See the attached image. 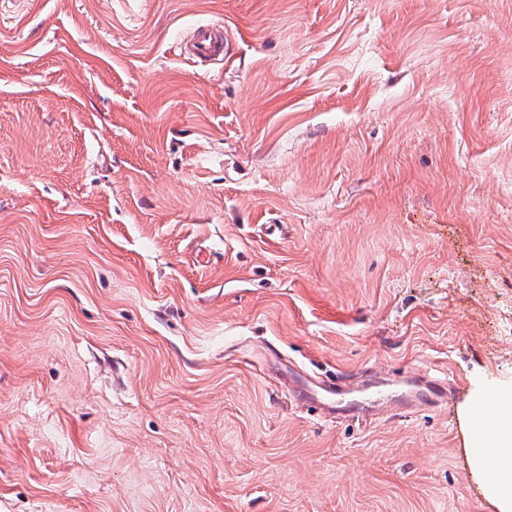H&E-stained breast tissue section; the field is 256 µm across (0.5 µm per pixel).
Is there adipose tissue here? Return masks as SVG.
Returning <instances> with one entry per match:
<instances>
[{"label":"adipose tissue","instance_id":"adipose-tissue-1","mask_svg":"<svg viewBox=\"0 0 512 512\" xmlns=\"http://www.w3.org/2000/svg\"><path fill=\"white\" fill-rule=\"evenodd\" d=\"M470 460L484 474L486 493L498 512H512V495L503 492L512 484V391L498 395L492 410L469 409Z\"/></svg>","mask_w":512,"mask_h":512}]
</instances>
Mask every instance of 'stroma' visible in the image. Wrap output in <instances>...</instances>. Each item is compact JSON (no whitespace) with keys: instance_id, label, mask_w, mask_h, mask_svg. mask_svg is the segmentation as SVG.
<instances>
[{"instance_id":"1","label":"stroma","mask_w":512,"mask_h":512,"mask_svg":"<svg viewBox=\"0 0 512 512\" xmlns=\"http://www.w3.org/2000/svg\"><path fill=\"white\" fill-rule=\"evenodd\" d=\"M1 5L0 512H494L512 0ZM288 367L450 391L329 418ZM228 29L219 23L196 27L190 37L177 46L179 56L203 66L222 61L228 45ZM498 394L492 410L480 413L475 406L468 409L470 460L472 467L484 474L487 496L498 512H511L512 495L503 494V488L512 484V390ZM489 442L495 445L493 454Z\"/></svg>"}]
</instances>
